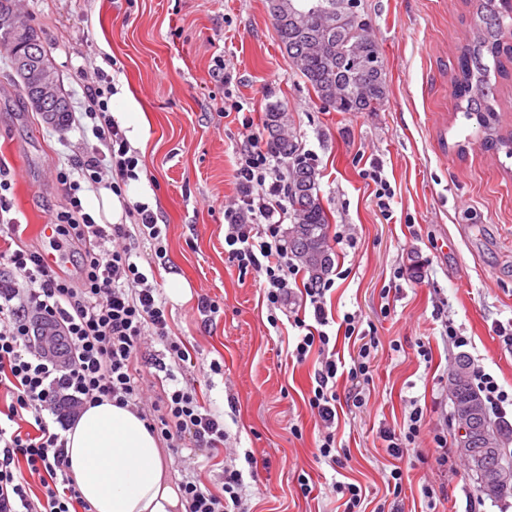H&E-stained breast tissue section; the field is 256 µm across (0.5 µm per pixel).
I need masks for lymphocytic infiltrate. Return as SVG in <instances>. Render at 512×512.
<instances>
[{"instance_id": "lymphocytic-infiltrate-1", "label": "lymphocytic infiltrate", "mask_w": 512, "mask_h": 512, "mask_svg": "<svg viewBox=\"0 0 512 512\" xmlns=\"http://www.w3.org/2000/svg\"><path fill=\"white\" fill-rule=\"evenodd\" d=\"M112 92L108 79L91 88L88 116L99 145L76 170L56 174L68 191L69 206L52 214L51 221L58 244L79 256L75 275L48 264L43 250L23 245L26 227L11 217L4 194L8 182L0 180V267L10 271L0 276V512H92L67 472L65 438L53 429L66 414L88 404L109 399L136 410L176 455L191 446L212 454L224 448V421L202 405L193 386L180 383L177 373L192 357L172 332L159 288L125 244L131 234H139L153 246L154 265H165V228L142 204L131 211L133 225L97 223L79 196L82 184L104 181L113 193H122L136 176L138 159L109 113ZM236 176L240 194L225 212L224 244L240 270L258 278L274 326L276 311L290 293L289 280L299 273L281 235L288 213L286 177L279 156L253 133L237 149ZM332 286L328 280L307 289L314 321L295 318L292 355L299 362L314 351L321 357L307 400L325 427L317 457L333 467L342 463L333 428L338 365L329 349L330 320L323 302ZM343 324L345 338L361 342L347 377L368 381L376 339L360 332L355 315L345 314ZM150 340L165 345L176 368L151 401L137 367L139 350ZM34 478L39 481L35 487L30 484ZM179 488L186 512H245L237 469L225 468L213 488L186 474Z\"/></svg>"}]
</instances>
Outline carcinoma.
<instances>
[{
    "label": "carcinoma",
    "mask_w": 512,
    "mask_h": 512,
    "mask_svg": "<svg viewBox=\"0 0 512 512\" xmlns=\"http://www.w3.org/2000/svg\"><path fill=\"white\" fill-rule=\"evenodd\" d=\"M288 10L305 16L298 29L275 22L279 42L295 63L317 97L338 112H375L387 97L383 53L371 33L369 22L361 14L360 0H286ZM512 16V0H483L470 27L467 44L462 47L457 73L451 83L457 109L467 120H476L477 131L485 135L490 148L512 155V132L500 133L490 122L496 112L498 79L512 62V44L505 20ZM288 116L277 105L265 113L270 131V149L288 160V252L308 273L312 285L329 275L332 247L329 216L319 195V172L299 153L298 144L283 134ZM470 360L461 356L456 362L453 410L471 400L479 416L467 426L471 457L489 458L497 465L512 462V429L493 421L469 379ZM478 492L488 499L512 493L508 482H480Z\"/></svg>",
    "instance_id": "obj_1"
}]
</instances>
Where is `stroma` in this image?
Wrapping results in <instances>:
<instances>
[{"instance_id": "stroma-1", "label": "stroma", "mask_w": 512, "mask_h": 512, "mask_svg": "<svg viewBox=\"0 0 512 512\" xmlns=\"http://www.w3.org/2000/svg\"><path fill=\"white\" fill-rule=\"evenodd\" d=\"M38 32L78 123L59 131L23 111L21 87L0 53V169L11 214L39 244L38 224L67 204L56 171L96 142L87 88L100 73L127 85L146 120L139 165L167 227L161 286L179 276L185 300H168L171 328L190 351L187 375L206 407L224 417V459L243 473L248 512H342L333 485L366 493L365 512L388 497L387 477L404 472L397 512H499L480 498L461 457L439 467L435 433L455 436L448 381L457 356L482 366L512 392V345L496 327L512 323V157L472 137L455 118L451 76L479 0H361L382 50L388 100L374 112L323 104L280 48L267 0H15ZM291 116V133L311 154L333 243L326 294L334 321L352 313L378 340L374 371L354 406L346 376L336 390L340 468L316 457L323 426L307 402L316 357L290 356L291 322L303 314L306 273L291 285L279 323L267 322L263 291L224 250V211L239 196L236 150L242 123L268 139L270 105ZM381 166L394 198L376 205L363 170ZM219 303V313L205 301ZM470 340L455 348L446 325ZM427 355H420V348ZM223 370L214 374L211 361ZM426 426L415 449L390 456L380 433L405 428L412 408ZM300 427L301 436L291 434ZM261 466L250 469L246 454ZM312 478L302 495L299 472ZM433 487L435 509L424 495Z\"/></svg>"}]
</instances>
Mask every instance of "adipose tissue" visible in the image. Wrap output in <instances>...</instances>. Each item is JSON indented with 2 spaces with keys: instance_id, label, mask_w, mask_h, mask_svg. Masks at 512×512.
I'll return each instance as SVG.
<instances>
[{
  "instance_id": "obj_1",
  "label": "adipose tissue",
  "mask_w": 512,
  "mask_h": 512,
  "mask_svg": "<svg viewBox=\"0 0 512 512\" xmlns=\"http://www.w3.org/2000/svg\"><path fill=\"white\" fill-rule=\"evenodd\" d=\"M127 202L153 205L145 179L129 180L120 196L101 190L91 205L116 223ZM65 438L71 476L93 512H185L157 437L135 411L109 400L85 407Z\"/></svg>"
}]
</instances>
